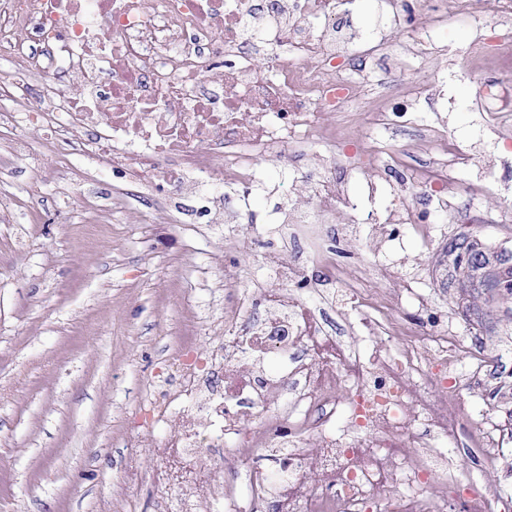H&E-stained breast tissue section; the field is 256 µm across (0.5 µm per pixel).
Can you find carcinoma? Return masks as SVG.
Returning a JSON list of instances; mask_svg holds the SVG:
<instances>
[{
    "instance_id": "1",
    "label": "carcinoma",
    "mask_w": 512,
    "mask_h": 512,
    "mask_svg": "<svg viewBox=\"0 0 512 512\" xmlns=\"http://www.w3.org/2000/svg\"><path fill=\"white\" fill-rule=\"evenodd\" d=\"M497 252L498 249L486 245L470 233L456 235L444 247L446 280L451 283L481 276L491 281V294L481 298L483 307L512 297V256L498 258Z\"/></svg>"
}]
</instances>
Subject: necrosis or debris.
<instances>
[{
	"instance_id": "necrosis-or-debris-1",
	"label": "necrosis or debris",
	"mask_w": 512,
	"mask_h": 512,
	"mask_svg": "<svg viewBox=\"0 0 512 512\" xmlns=\"http://www.w3.org/2000/svg\"><path fill=\"white\" fill-rule=\"evenodd\" d=\"M421 0H379L384 24L413 34L417 54L440 50L442 17ZM356 0H0V174L13 170L45 131L58 153L56 179L80 183L89 223H99L96 176L112 182L114 200L147 190L169 223H258L247 205L265 179L262 157L307 156L308 174L274 184L287 194L274 221L289 238L317 247V284L336 289L338 323L302 306L315 282L279 252L264 254L280 285L254 298L240 283L225 285L224 346L199 359L190 346L169 363L179 389L140 408L143 425L178 414L158 455L170 480L213 465L205 481L171 505L159 487L156 512H447L465 487L464 512H493L486 486L430 482L448 465L440 440L454 439L464 417L448 373L465 343L447 326L409 327L387 312L375 289L353 288L321 236L345 210L355 232L378 245L402 244L405 225L429 238L426 218L397 198L386 215L364 210L347 181L332 177L343 141L325 122L330 112L364 103L361 118L400 137L416 129L429 157L405 180L440 212L451 209V168L475 154L452 147L445 127L424 122L421 92L397 106L396 75L384 62L393 51L381 31L355 21ZM476 28L461 53L480 111L512 117V0L485 14L482 0H461ZM308 196L313 206L299 203ZM268 318L256 321L257 310ZM376 335L414 336L428 343L362 357L349 345L346 311ZM250 360L249 376L238 374ZM278 369L267 373L265 364ZM224 375L223 391L203 378ZM282 404L267 407L270 392ZM254 418L246 427L244 417ZM320 441V484L307 488L309 437ZM426 449L416 463L402 450Z\"/></svg>"
}]
</instances>
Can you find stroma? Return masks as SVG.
Masks as SVG:
<instances>
[{
	"label": "stroma",
	"mask_w": 512,
	"mask_h": 512,
	"mask_svg": "<svg viewBox=\"0 0 512 512\" xmlns=\"http://www.w3.org/2000/svg\"><path fill=\"white\" fill-rule=\"evenodd\" d=\"M448 18L440 39L443 54L421 62L409 53L403 28L385 32L398 52L405 88L439 99L448 136L474 151L492 176L476 185L472 167H460L448 192L455 208L430 212L434 243L424 249L407 238L394 249L346 232L337 213L330 230L348 280L358 262L394 266L388 281L371 280L400 321L421 323L427 315L405 294L415 287L428 296L437 320L447 322L469 347L455 366L464 383L469 415L449 446L448 474L478 478L495 501V512H512V336H499L473 320L472 299L445 285L441 249L462 231L495 247L512 248V126L502 127L473 106L460 52L476 35L459 18V0H434ZM362 104L330 113V124L347 123V168L337 169L363 208L384 212L403 194V172L383 169V188L369 193L371 168L358 173L359 156L380 130L365 131ZM56 156L41 151L23 160L9 179L11 198L28 195L39 182L37 207L43 223L32 226L18 253L0 261V512H154L161 464L153 450L176 430L177 418L152 428L133 417L164 372L172 349L190 342L207 356L224 342V284L242 281L267 288L279 282L263 252L274 242L271 224H169L138 197L113 205L105 224H90L74 189H62L53 171ZM482 216L468 224L469 214ZM495 426L493 464L475 423Z\"/></svg>",
	"instance_id": "1"
}]
</instances>
